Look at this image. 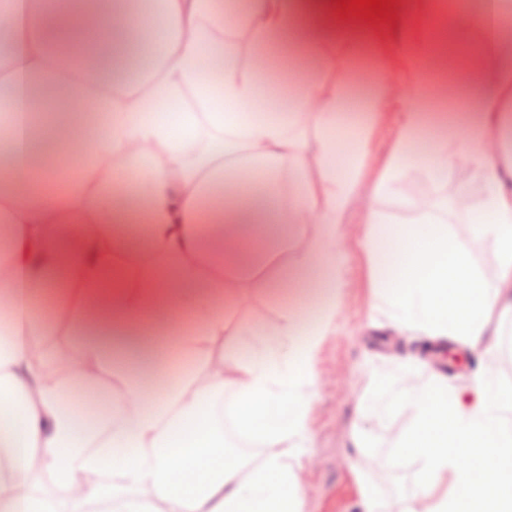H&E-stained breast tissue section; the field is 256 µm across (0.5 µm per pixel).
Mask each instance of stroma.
<instances>
[{"label":"stroma","mask_w":512,"mask_h":512,"mask_svg":"<svg viewBox=\"0 0 512 512\" xmlns=\"http://www.w3.org/2000/svg\"><path fill=\"white\" fill-rule=\"evenodd\" d=\"M462 183L472 203H479L484 185L476 174L463 181L452 172L441 185L415 174L400 184L399 192L428 203L450 201ZM370 204L366 195L354 203L337 238L343 257L340 300L336 331L324 338L316 362V391L309 421L311 447L303 459V512H362L358 494L362 479L371 482L377 494L386 499L404 498L413 490L411 463L389 461L393 440L408 424L403 409L369 421L375 445L371 455L356 456L351 451L355 406L366 390L369 372H392L395 357L417 346L408 337L370 325L368 270L361 248Z\"/></svg>","instance_id":"1"}]
</instances>
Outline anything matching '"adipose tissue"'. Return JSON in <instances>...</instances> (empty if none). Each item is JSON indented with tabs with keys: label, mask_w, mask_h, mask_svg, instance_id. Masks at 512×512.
Listing matches in <instances>:
<instances>
[{
	"label": "adipose tissue",
	"mask_w": 512,
	"mask_h": 512,
	"mask_svg": "<svg viewBox=\"0 0 512 512\" xmlns=\"http://www.w3.org/2000/svg\"><path fill=\"white\" fill-rule=\"evenodd\" d=\"M393 11L367 22L336 0H245L233 14L222 0H0V512H302L314 360L337 301L304 331L281 310L246 354L251 327L224 314L317 262L339 287L336 237L365 193L372 322L430 348L500 349L512 36L500 0ZM396 85V135L368 188ZM357 101L361 133L341 142ZM430 124L458 132L416 151ZM461 156L484 182L478 206L464 191L451 205L398 195L415 173L443 182ZM462 216L465 239L450 229ZM398 220L406 231L382 247ZM487 243L492 280L474 262ZM62 333L78 359L47 372ZM182 353L192 369L145 392L135 358ZM423 368L401 357L358 403L361 417L404 406L393 457L416 467L407 502L362 483L364 512H512V386L484 371L467 403ZM101 392L106 417L82 426L77 396ZM42 472L54 493L36 488Z\"/></svg>",
	"instance_id": "obj_1"
}]
</instances>
